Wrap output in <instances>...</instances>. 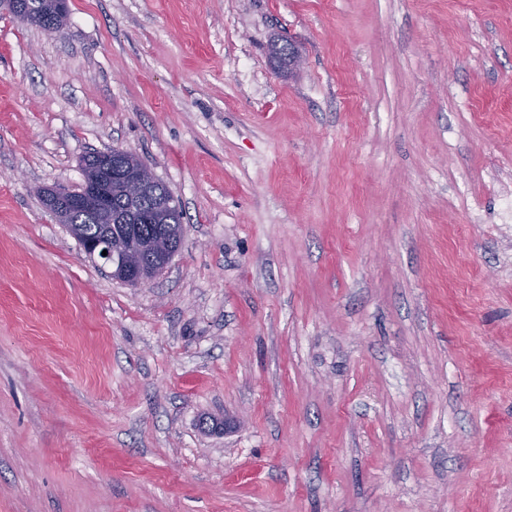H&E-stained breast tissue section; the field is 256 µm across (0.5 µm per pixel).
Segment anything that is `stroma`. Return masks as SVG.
Returning a JSON list of instances; mask_svg holds the SVG:
<instances>
[{
  "instance_id": "1",
  "label": "stroma",
  "mask_w": 512,
  "mask_h": 512,
  "mask_svg": "<svg viewBox=\"0 0 512 512\" xmlns=\"http://www.w3.org/2000/svg\"><path fill=\"white\" fill-rule=\"evenodd\" d=\"M67 7L0 11V512H512V0ZM112 148L138 287L39 196ZM182 218L179 205L170 213H154L149 222L132 224L137 229L135 238L143 243L163 238L170 241L175 249L183 236Z\"/></svg>"
}]
</instances>
